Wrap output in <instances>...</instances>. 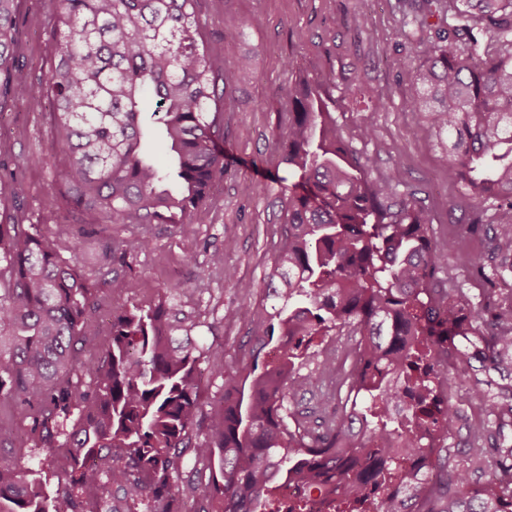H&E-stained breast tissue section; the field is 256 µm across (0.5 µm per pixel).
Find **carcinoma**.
Here are the masks:
<instances>
[{
  "mask_svg": "<svg viewBox=\"0 0 512 512\" xmlns=\"http://www.w3.org/2000/svg\"><path fill=\"white\" fill-rule=\"evenodd\" d=\"M198 0H58L36 87L11 80L19 0H0V112L49 103L63 162L50 203L79 227L0 223V512H269L282 483L338 512H512V0H402L422 64L406 107L430 111L465 195L492 202L487 249L457 258L487 284L473 302L435 274L423 199L399 168L371 174L336 128L325 77L288 105L277 303L252 312L246 375L171 314L172 284L139 298L141 244L114 238L111 278L83 273V238L205 216L224 177V49ZM274 364L260 358L269 345ZM224 393L202 410L204 372ZM475 387L485 414L471 416ZM448 404L428 402L434 390ZM309 394L314 405L298 408ZM380 448L354 469L366 438ZM458 438L463 447L448 444ZM430 449L421 485L403 454ZM191 463L197 481L179 486Z\"/></svg>",
  "mask_w": 512,
  "mask_h": 512,
  "instance_id": "carcinoma-1",
  "label": "carcinoma"
}]
</instances>
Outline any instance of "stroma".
<instances>
[{"mask_svg": "<svg viewBox=\"0 0 512 512\" xmlns=\"http://www.w3.org/2000/svg\"><path fill=\"white\" fill-rule=\"evenodd\" d=\"M55 7L56 0H19L15 79L35 86L46 78ZM198 8L207 40L224 49L231 77L220 140L224 176L199 223L182 232L168 224L136 229L143 240L137 262L143 297L180 284L178 317L194 335L218 345L231 365L250 349L251 312L267 299L283 228L286 167L278 147L288 108L279 90L300 69L330 78L337 125L372 173L400 166L406 184L420 191L439 250L453 258L485 249V239L464 226L488 217L489 203L464 198L461 186L449 181L438 161L446 139L435 135L429 113L405 105L421 60L400 32L399 0H199ZM228 17L237 26H225ZM358 17L365 23L357 28ZM365 86L379 91L382 107L353 95V88ZM366 127L375 131V144L360 139ZM20 154L35 161L18 172L13 162ZM59 160L48 108H35L25 97L10 100L0 114V218L21 214L48 229L80 223L77 210L49 203L51 170ZM248 183L258 191L246 193ZM216 251L224 254L220 271L209 266ZM240 282L251 285L250 294L237 291ZM229 308L239 311L231 322L224 319Z\"/></svg>", "mask_w": 512, "mask_h": 512, "instance_id": "35a3bbf8", "label": "stroma"}]
</instances>
